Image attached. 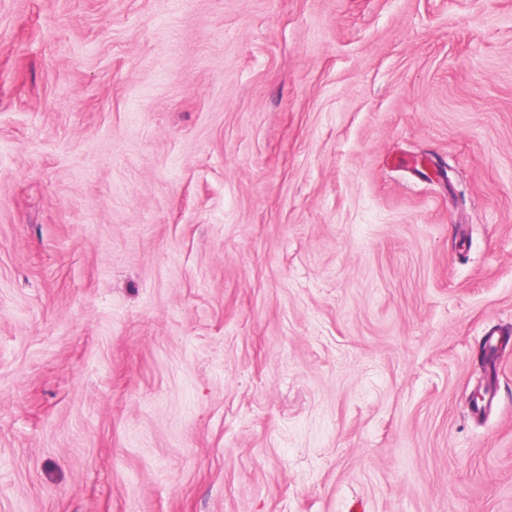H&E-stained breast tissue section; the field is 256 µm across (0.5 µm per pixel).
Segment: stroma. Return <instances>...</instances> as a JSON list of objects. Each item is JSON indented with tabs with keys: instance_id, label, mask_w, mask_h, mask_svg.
Wrapping results in <instances>:
<instances>
[{
	"instance_id": "obj_1",
	"label": "stroma",
	"mask_w": 512,
	"mask_h": 512,
	"mask_svg": "<svg viewBox=\"0 0 512 512\" xmlns=\"http://www.w3.org/2000/svg\"><path fill=\"white\" fill-rule=\"evenodd\" d=\"M0 512H512V0H0Z\"/></svg>"
}]
</instances>
